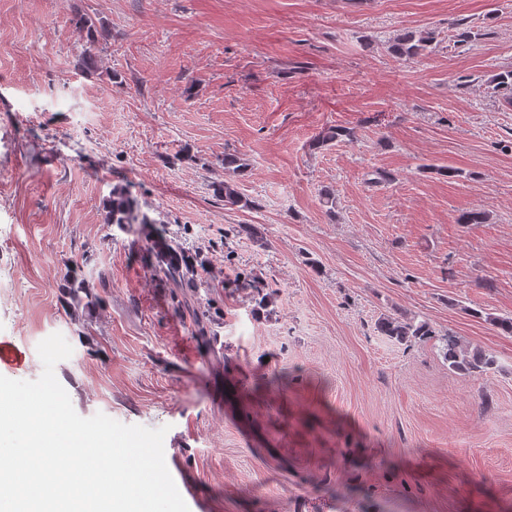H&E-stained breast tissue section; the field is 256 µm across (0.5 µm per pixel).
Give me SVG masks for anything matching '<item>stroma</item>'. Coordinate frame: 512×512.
<instances>
[{
  "instance_id": "35a3bbf8",
  "label": "stroma",
  "mask_w": 512,
  "mask_h": 512,
  "mask_svg": "<svg viewBox=\"0 0 512 512\" xmlns=\"http://www.w3.org/2000/svg\"><path fill=\"white\" fill-rule=\"evenodd\" d=\"M77 14L108 29L91 73ZM408 30L436 40L405 61ZM507 67L512 0H0V340L30 354L7 378L61 333L75 411L167 427L189 512H512ZM331 126L354 139L316 147ZM228 152L255 208L214 191ZM116 186L162 224L106 223ZM169 232L207 264L179 288L152 271ZM394 313L433 337L378 334ZM447 333L497 370H449ZM433 32L426 30L405 31L397 34L386 46L387 52L404 60L415 59L434 42ZM489 87L505 104L512 105V68L493 75L489 81Z\"/></svg>"
}]
</instances>
